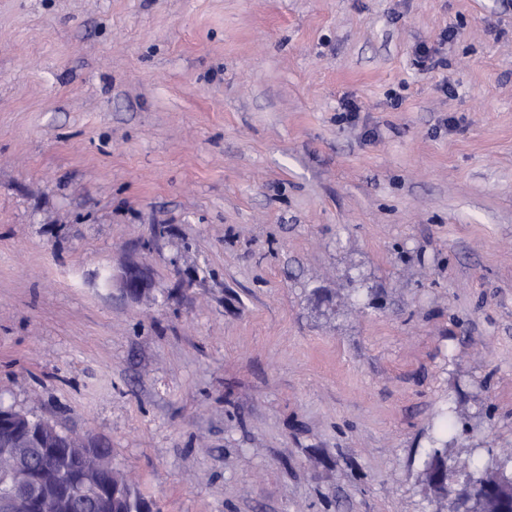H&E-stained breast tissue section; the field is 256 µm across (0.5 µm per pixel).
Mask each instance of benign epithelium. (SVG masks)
Segmentation results:
<instances>
[{
    "instance_id": "1",
    "label": "benign epithelium",
    "mask_w": 512,
    "mask_h": 512,
    "mask_svg": "<svg viewBox=\"0 0 512 512\" xmlns=\"http://www.w3.org/2000/svg\"><path fill=\"white\" fill-rule=\"evenodd\" d=\"M122 291L140 297L149 291L146 269L139 264L127 266L121 275ZM17 448L13 470L0 474V512H49L60 502L72 499L82 489L90 494L102 493L95 478L112 476V462L107 450L87 435L68 433L48 420H35L12 408H0V435ZM79 456L93 459V468L60 481L62 460ZM430 482L455 494L476 492L497 501L499 512H512V479L499 477L490 484L448 471L442 463L429 474Z\"/></svg>"
}]
</instances>
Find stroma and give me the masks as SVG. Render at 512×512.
<instances>
[{"mask_svg": "<svg viewBox=\"0 0 512 512\" xmlns=\"http://www.w3.org/2000/svg\"><path fill=\"white\" fill-rule=\"evenodd\" d=\"M0 404L154 512H448L444 410L512 454V5L0 0ZM148 279V274L143 266L129 265L121 275L122 291L131 297H141L150 290Z\"/></svg>", "mask_w": 512, "mask_h": 512, "instance_id": "obj_1", "label": "stroma"}]
</instances>
